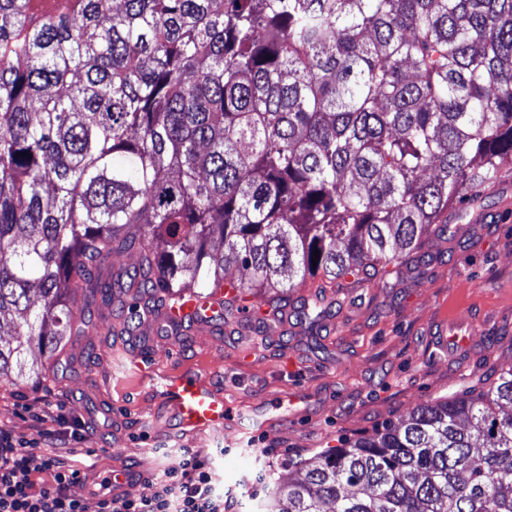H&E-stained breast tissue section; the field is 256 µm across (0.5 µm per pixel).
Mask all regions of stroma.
<instances>
[{"label": "stroma", "mask_w": 512, "mask_h": 512, "mask_svg": "<svg viewBox=\"0 0 512 512\" xmlns=\"http://www.w3.org/2000/svg\"><path fill=\"white\" fill-rule=\"evenodd\" d=\"M468 211L453 239L427 235L423 259L337 295L317 332L295 315L284 331H204L174 355L165 334L141 322L135 346L157 374L195 364L233 394L235 417L224 430L153 434V385L110 377L108 335L125 329L116 301L92 306L95 330L67 337L52 354L31 347L22 374L0 378V430L35 456L79 433L71 465L100 473L133 463L156 472L187 448L210 458L236 512H257L272 478L291 477L289 461L398 422L421 404L487 390L495 370L512 365V176ZM475 213L482 223L472 222ZM459 313L474 328L468 349L451 356L435 332ZM105 408L108 431L99 425Z\"/></svg>", "instance_id": "stroma-1"}]
</instances>
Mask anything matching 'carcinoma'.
Returning a JSON list of instances; mask_svg holds the SVG:
<instances>
[{
	"mask_svg": "<svg viewBox=\"0 0 512 512\" xmlns=\"http://www.w3.org/2000/svg\"><path fill=\"white\" fill-rule=\"evenodd\" d=\"M112 3L0 0V378L114 278L383 277L512 170V0ZM295 468L265 512H512V366Z\"/></svg>",
	"mask_w": 512,
	"mask_h": 512,
	"instance_id": "obj_1",
	"label": "carcinoma"
}]
</instances>
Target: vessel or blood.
<instances>
[{"label": "vessel or blood", "mask_w": 512, "mask_h": 512, "mask_svg": "<svg viewBox=\"0 0 512 512\" xmlns=\"http://www.w3.org/2000/svg\"><path fill=\"white\" fill-rule=\"evenodd\" d=\"M228 293L224 287L203 297L188 294L174 305L158 300L145 306L144 315L158 327L173 332L198 328L223 317ZM470 330L467 319H452L444 328L449 346L456 350L465 348ZM113 368L117 374L145 380L154 374L146 360L122 343L114 347ZM168 415L178 419L182 434L187 436L223 428L230 421L232 407L223 388L216 386L206 374L176 369L163 375L160 403L152 412L157 422ZM108 477L117 493L141 479L139 468L127 466L113 468Z\"/></svg>", "instance_id": "b4317fda"}]
</instances>
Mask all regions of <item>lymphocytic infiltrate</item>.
<instances>
[{"label": "lymphocytic infiltrate", "mask_w": 512, "mask_h": 512, "mask_svg": "<svg viewBox=\"0 0 512 512\" xmlns=\"http://www.w3.org/2000/svg\"><path fill=\"white\" fill-rule=\"evenodd\" d=\"M79 472L64 456L30 455L0 431V512H231L208 458L180 449L177 466L152 475L150 495L139 498L96 486L71 494Z\"/></svg>", "instance_id": "obj_1"}]
</instances>
